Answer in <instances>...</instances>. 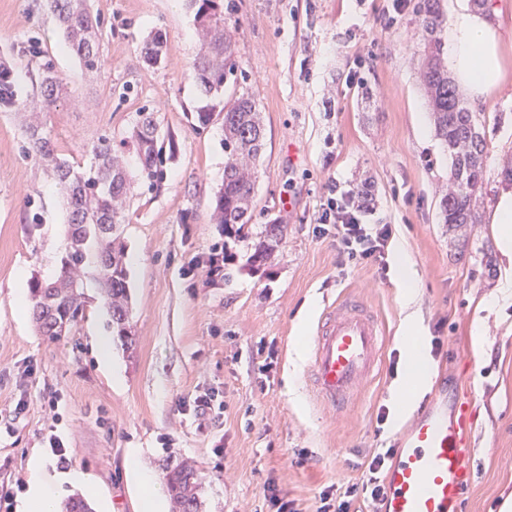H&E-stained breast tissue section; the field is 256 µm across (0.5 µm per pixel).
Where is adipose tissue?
<instances>
[{
	"label": "adipose tissue",
	"instance_id": "obj_1",
	"mask_svg": "<svg viewBox=\"0 0 512 512\" xmlns=\"http://www.w3.org/2000/svg\"><path fill=\"white\" fill-rule=\"evenodd\" d=\"M496 7L478 12L466 5L452 11L445 32L448 40V68L456 83L472 99H484L497 92L507 80V50L502 41ZM403 343L406 361L402 388L397 394L400 411L414 408L418 391L429 380L416 314H409ZM126 471L140 485L138 512H167L163 494L154 478L140 466L138 449H130ZM83 474L57 469L50 461L38 458L31 463L29 490L18 505L20 512H58V501L65 487L84 483Z\"/></svg>",
	"mask_w": 512,
	"mask_h": 512
}]
</instances>
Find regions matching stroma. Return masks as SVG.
I'll list each match as a JSON object with an SVG mask.
<instances>
[{"instance_id":"obj_1","label":"stroma","mask_w":512,"mask_h":512,"mask_svg":"<svg viewBox=\"0 0 512 512\" xmlns=\"http://www.w3.org/2000/svg\"><path fill=\"white\" fill-rule=\"evenodd\" d=\"M99 21L100 64L86 70L64 48L47 0H0V64L18 94L34 101L42 65L53 62L66 91L44 113L57 153L89 165L103 132L120 143L136 112L157 114L176 153L160 192L137 186L121 226L126 244L135 344L112 346L121 376L113 384L96 357V329H111L95 283L81 321L56 340L35 329L28 300L35 282L55 278L65 254L68 213L50 165L29 158L26 114L0 108V417L17 400L27 410L0 431V484L24 497L32 459L87 475L92 506L137 512L127 477L128 449L162 481L171 457L195 459L204 475V512H275L264 498L274 482L296 512H316L322 492L342 496L372 456L393 447L411 422L396 394L407 313L397 255L417 273L414 307L433 375L417 406L452 393L471 396L476 471L462 512L512 505V302L490 296L505 275L489 220L512 165V78L485 101V183L477 221L443 224L439 201L450 161L434 135L423 84L416 6L392 0H224L238 87L255 99L264 146L254 216L230 241L233 261L213 276L206 261L221 236L215 193L224 178L220 120L192 130L204 106L193 71L199 42L187 0H87ZM166 36L162 66L137 51L150 31ZM368 187V224L392 235L376 262L340 254L335 226L319 230L330 184ZM285 226L272 263L246 264L268 218ZM371 306L386 342L378 370L342 411L317 402L305 373L311 338L326 307L345 295ZM481 330V350L471 346ZM212 392L224 409L200 423L196 396ZM58 402L59 419L44 409Z\"/></svg>"}]
</instances>
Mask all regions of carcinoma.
I'll list each match as a JSON object with an SVG mask.
<instances>
[{"label":"carcinoma","mask_w":512,"mask_h":512,"mask_svg":"<svg viewBox=\"0 0 512 512\" xmlns=\"http://www.w3.org/2000/svg\"><path fill=\"white\" fill-rule=\"evenodd\" d=\"M445 0H420L418 15L424 39L425 85L430 97L435 136L450 160L449 178L464 184L465 193L441 199L443 223L474 224L472 200L485 177L487 141L478 115L460 99L448 77V43L440 32L445 24ZM195 9L194 20L202 32L203 43L194 62L202 93L210 104L196 113L199 125L213 120V110L221 101L227 83L235 76L234 45L224 24L223 0H189ZM63 28L68 49L84 67H98V47L92 35L93 18L85 0H50ZM162 31L152 33L139 46L148 66L161 64L165 55ZM46 77L41 99L35 107L50 112L56 107L61 83L54 65L44 63ZM22 106L17 98L14 73L0 66V108ZM224 127V182L215 204L217 223L224 238L236 239L252 219L255 185L263 148L260 112L249 92L225 103L220 112ZM26 153L35 160L53 163L58 185L70 212L69 242L61 259L57 278L31 288L32 318L37 331L50 339L67 335L83 318L89 303L87 281L99 287L100 301L112 317V332L122 345L132 347L131 296L125 247L117 226L123 223L132 198L131 177L112 149V135L104 133L91 145L94 165L87 173H76L70 164L54 156L51 140L41 126L24 130ZM138 158L137 180L149 191H157L167 181V158L160 139L156 112L144 108L135 117L124 138ZM284 227L277 219L265 225L247 265L259 268L272 259L283 238ZM172 512H203V475L189 457L171 458L162 467ZM61 512H92L83 494L76 492L64 503Z\"/></svg>","instance_id":"obj_1"}]
</instances>
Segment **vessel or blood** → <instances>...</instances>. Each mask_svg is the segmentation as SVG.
<instances>
[{
  "label": "vessel or blood",
  "mask_w": 512,
  "mask_h": 512,
  "mask_svg": "<svg viewBox=\"0 0 512 512\" xmlns=\"http://www.w3.org/2000/svg\"><path fill=\"white\" fill-rule=\"evenodd\" d=\"M384 336L371 310L336 303L313 339L306 379L314 395L327 407L344 409L356 385L376 368ZM474 413L463 395L425 405L400 438L380 512H459L475 480Z\"/></svg>",
  "instance_id": "b4317fda"
}]
</instances>
